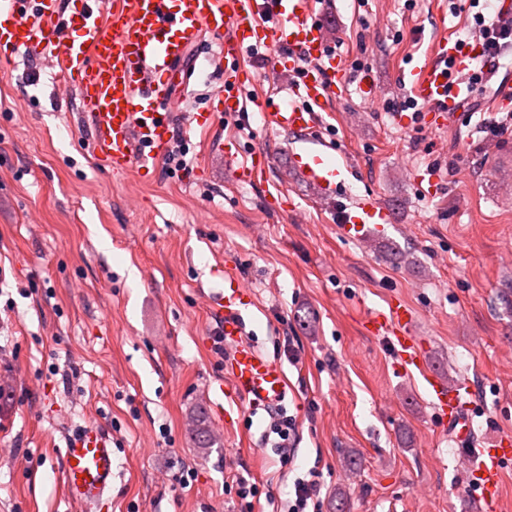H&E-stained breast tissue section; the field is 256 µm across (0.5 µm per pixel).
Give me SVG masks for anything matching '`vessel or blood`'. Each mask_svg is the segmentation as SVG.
<instances>
[{"label": "vessel or blood", "mask_w": 512, "mask_h": 512, "mask_svg": "<svg viewBox=\"0 0 512 512\" xmlns=\"http://www.w3.org/2000/svg\"><path fill=\"white\" fill-rule=\"evenodd\" d=\"M309 0H112L108 14L96 13L90 0L63 16L58 0H0V57L37 51L53 59L63 78L79 90L81 110L91 126L90 148L112 173L152 169L169 150L174 116L166 105L178 63L204 33L224 38V55L234 68L224 74V109L241 111L234 88L245 71L238 63L252 46H288L309 67L290 91L297 102L265 115L267 126L302 136V148L291 156V165L322 194H336L342 173L332 159L329 144L316 137L319 108L335 89L353 86L357 97L373 101L375 82L363 74L350 82L342 58L321 45V31L310 19ZM433 60L413 67L403 77L414 98L422 104L431 124L443 129L459 120L471 97L468 86L449 87L445 62L455 57L458 68H467L481 51L479 43L462 45L441 35ZM238 181H263L265 159L236 167V154L226 151ZM390 215L373 201L342 212L340 236L355 239ZM253 295L233 274L224 278V294L212 307L224 337V389L268 411L283 405L288 382L282 364L264 354L245 337L243 312ZM372 335H387L401 368L422 375L433 396L437 415L459 448L466 450L475 474L473 492L485 512H498L504 465L512 461V440L502 438L493 446L479 447L473 438L475 406L468 383L445 385L424 362L420 339L413 331V312L402 300H392L387 312L367 319ZM112 441L94 424L68 436L63 453L62 477L69 497L98 512L109 499L115 477Z\"/></svg>", "instance_id": "obj_1"}]
</instances>
